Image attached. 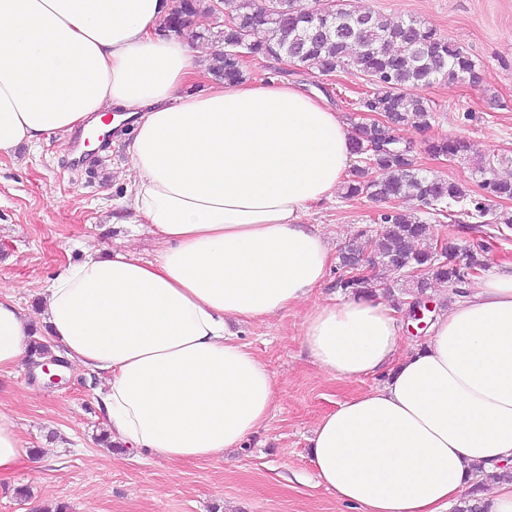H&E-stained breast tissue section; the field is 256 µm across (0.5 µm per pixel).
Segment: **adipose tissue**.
Segmentation results:
<instances>
[{
  "instance_id": "obj_1",
  "label": "adipose tissue",
  "mask_w": 512,
  "mask_h": 512,
  "mask_svg": "<svg viewBox=\"0 0 512 512\" xmlns=\"http://www.w3.org/2000/svg\"><path fill=\"white\" fill-rule=\"evenodd\" d=\"M171 0H0V152L136 117L132 199L118 224L159 235L153 260L87 250L44 292L50 340L108 375L99 408L127 446L171 462L213 459L265 424L276 383L233 331L307 301L332 248L304 224L353 158V133L289 82L189 92L200 52L159 32ZM31 321L0 291V372L27 360ZM301 344L329 377L383 382L349 396L310 438L320 482L354 512H448L495 481L488 512H512V262L432 321L400 334L382 296L318 304ZM29 457L0 410V476Z\"/></svg>"
}]
</instances>
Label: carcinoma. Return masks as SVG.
I'll return each instance as SVG.
<instances>
[{
  "label": "carcinoma",
  "instance_id": "carcinoma-1",
  "mask_svg": "<svg viewBox=\"0 0 512 512\" xmlns=\"http://www.w3.org/2000/svg\"><path fill=\"white\" fill-rule=\"evenodd\" d=\"M209 0H177L164 27L178 32L188 15L201 20L209 16ZM210 45L208 73L234 83L244 78L243 61L235 54L243 40L253 59L293 57L304 69L327 76L338 70L356 69L367 77L369 89L358 100V109L387 113L389 124H357L355 154L360 164L343 182L341 198L364 195L376 203L411 197L421 211L397 207L377 213L380 229L359 232L339 252L343 274L336 287L350 295L373 292L372 276L349 275L346 267L361 262L380 267L401 279L417 270L406 294L420 296L434 283L456 292L466 287L484 267L490 244L480 241L458 260V247L448 243L443 254L436 251L433 224L450 217L471 219L491 216L492 223L512 226V212L492 209V199H512V180L498 175L494 161L477 168L482 193L465 184L431 176L418 168L410 146L396 142L394 128L419 123L428 125L431 101L407 93L435 81H475L474 61L448 38L414 18L389 20L380 14L355 13L342 0H238L224 26L223 38L210 36L205 26L190 35ZM427 150L450 161L466 158L468 146L461 139H433ZM430 241L424 250L420 241Z\"/></svg>",
  "mask_w": 512,
  "mask_h": 512
}]
</instances>
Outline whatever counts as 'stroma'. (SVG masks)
<instances>
[{"label": "stroma", "mask_w": 512, "mask_h": 512, "mask_svg": "<svg viewBox=\"0 0 512 512\" xmlns=\"http://www.w3.org/2000/svg\"><path fill=\"white\" fill-rule=\"evenodd\" d=\"M357 13L412 17L451 38L475 62L473 83H433L420 94L431 100L428 127L406 125L397 136L412 142L420 168L477 189V165L498 160L512 176V0H345ZM288 77L309 90L327 88V100L348 124L360 122L357 101L368 88L350 69L321 76L268 59L245 66L253 82ZM125 132L115 133L85 165L71 163L69 135L0 153V286L26 315L38 317L42 293L64 266L82 260L88 247L133 249L149 261L159 247L150 228L116 224L112 218L129 200ZM461 138L467 159L448 161L426 150L428 140ZM379 210L364 197L333 195L304 218L340 248L358 230L372 226ZM435 235L468 250L487 240L488 268L512 261V227L471 219L435 223ZM329 273L309 304L277 317L237 325L239 340L267 367L276 382V401L265 426L224 457L169 462L143 459L116 442L97 407L108 377L68 365L59 383L25 364L0 374V409L16 419L33 455L0 478V512H352L317 478L308 439L317 421L345 398L378 385V378L340 381L315 365L299 339L309 305L340 301L344 292ZM26 495H19V488Z\"/></svg>", "instance_id": "stroma-1"}]
</instances>
